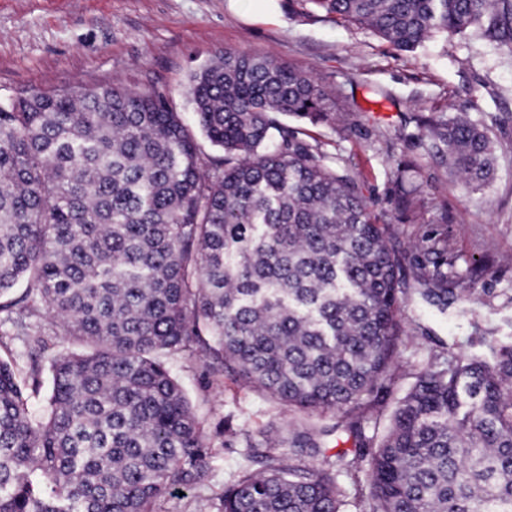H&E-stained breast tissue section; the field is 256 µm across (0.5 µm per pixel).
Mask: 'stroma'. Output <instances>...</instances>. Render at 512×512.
<instances>
[{
  "mask_svg": "<svg viewBox=\"0 0 512 512\" xmlns=\"http://www.w3.org/2000/svg\"><path fill=\"white\" fill-rule=\"evenodd\" d=\"M225 51L312 71L334 118L309 133L330 162L356 175L372 210L387 216V245L402 259L404 341L393 382L377 386L380 419L363 423L365 436L382 438L396 398L422 368L482 353V336L512 341V52L441 33L405 53L362 26L289 11L284 0H0V101L117 83L163 94L190 125L188 78ZM441 114L465 117L491 136L495 172L483 190L428 155L417 120ZM399 179L419 189L412 208L397 203ZM426 232L447 237L456 258L448 278L469 296L470 316L418 295L413 257ZM209 363L200 352L171 364L214 458L205 486L169 497L165 512H215L246 469L249 444L287 447L310 420Z\"/></svg>",
  "mask_w": 512,
  "mask_h": 512,
  "instance_id": "1",
  "label": "stroma"
}]
</instances>
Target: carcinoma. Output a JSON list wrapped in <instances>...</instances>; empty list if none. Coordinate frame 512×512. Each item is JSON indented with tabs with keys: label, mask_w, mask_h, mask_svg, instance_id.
Listing matches in <instances>:
<instances>
[{
	"label": "carcinoma",
	"mask_w": 512,
	"mask_h": 512,
	"mask_svg": "<svg viewBox=\"0 0 512 512\" xmlns=\"http://www.w3.org/2000/svg\"><path fill=\"white\" fill-rule=\"evenodd\" d=\"M307 14L358 24L412 52L438 32L476 30L512 51V0H295ZM193 130L154 90L121 85L34 92L0 103V315L46 344L85 341L50 361L46 414L0 359V512H162L201 486L213 458L169 362L205 352L216 372L309 415L288 452L250 446L217 512H345L340 480L367 462L368 512H512V344L421 370L387 431L366 451L361 422L379 404L403 330L400 260L356 177L302 127L326 123L330 96L307 72L229 52L185 91ZM291 118V126L279 117ZM429 155L466 186L493 171L484 128L420 123ZM419 294L444 307L448 273H423L448 239L418 245ZM25 291L12 296L15 286ZM343 427L353 455L327 457ZM323 457L318 469L293 462Z\"/></svg>",
	"instance_id": "cac0c4a2"
}]
</instances>
